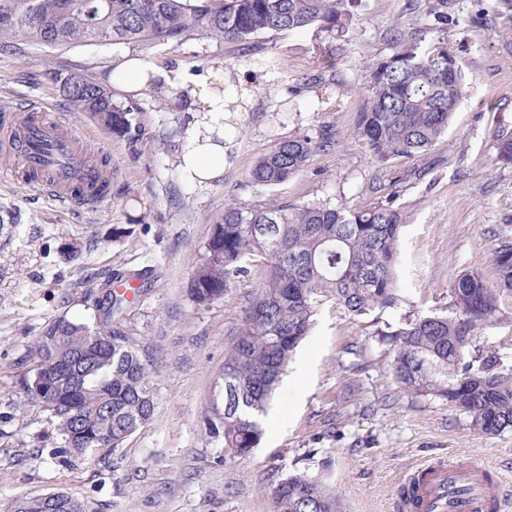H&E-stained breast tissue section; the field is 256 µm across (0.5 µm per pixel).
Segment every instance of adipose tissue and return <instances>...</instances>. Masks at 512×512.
Here are the masks:
<instances>
[{"instance_id":"1","label":"adipose tissue","mask_w":512,"mask_h":512,"mask_svg":"<svg viewBox=\"0 0 512 512\" xmlns=\"http://www.w3.org/2000/svg\"><path fill=\"white\" fill-rule=\"evenodd\" d=\"M116 91L135 97L151 96L164 89L178 95L188 120L174 156L182 182L206 191L224 176V164L233 142L229 129L247 109L244 80L229 82L215 72L173 81L167 69L140 56L123 55L105 75Z\"/></svg>"}]
</instances>
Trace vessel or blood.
Returning <instances> with one entry per match:
<instances>
[{
  "mask_svg": "<svg viewBox=\"0 0 512 512\" xmlns=\"http://www.w3.org/2000/svg\"><path fill=\"white\" fill-rule=\"evenodd\" d=\"M0 135L14 157L12 181L36 174L43 192L61 207L79 211L108 199L112 170L102 151L85 150L67 115L39 101L0 114ZM501 477L490 463L456 457L420 465L399 490L401 512H500Z\"/></svg>",
  "mask_w": 512,
  "mask_h": 512,
  "instance_id": "b4317fda",
  "label": "vessel or blood"
}]
</instances>
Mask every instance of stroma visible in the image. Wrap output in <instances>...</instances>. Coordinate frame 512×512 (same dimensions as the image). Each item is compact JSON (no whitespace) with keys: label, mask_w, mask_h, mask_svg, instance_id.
<instances>
[{"label":"stroma","mask_w":512,"mask_h":512,"mask_svg":"<svg viewBox=\"0 0 512 512\" xmlns=\"http://www.w3.org/2000/svg\"><path fill=\"white\" fill-rule=\"evenodd\" d=\"M418 31L421 51L444 44L465 76L464 94L441 142L428 154L392 158L420 177L400 187L406 224L399 244L401 300L355 317L323 300L309 336L260 421L264 436L244 457L225 450L204 424L224 349L240 327L264 268L223 299L199 306L187 288L213 219L227 200L269 198L298 205L384 201L380 168L358 137L370 68L392 55L394 32ZM185 75L223 68L251 78V104L234 138L223 180L198 192L180 179L174 152L186 113L165 93L138 99L131 130L112 136L63 95L67 79L101 81L124 54ZM32 100L67 113L90 146L112 148V195L67 211L34 185L0 180V512L16 500L72 491L103 512H273L271 489L304 472L325 480L343 512H392L397 484L416 465L475 454L503 475L512 512V432L485 434L441 402L402 389L393 347L377 329L447 314L455 278L475 270L497 279L492 253L512 241V165L496 159L499 132L512 131V0H451L437 22L428 0H362L342 31L312 27L265 33L241 44L198 35L181 44H92L58 48L27 42L0 48V113ZM336 134L331 149L287 182L249 183L275 139ZM147 279L125 304L124 325L154 357V419L125 447L96 462H64L48 412L23 390L27 348L54 319L94 323L90 295L100 282ZM478 343L512 366V295Z\"/></svg>","instance_id":"obj_1"}]
</instances>
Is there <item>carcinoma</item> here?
<instances>
[{
    "label": "carcinoma",
    "mask_w": 512,
    "mask_h": 512,
    "mask_svg": "<svg viewBox=\"0 0 512 512\" xmlns=\"http://www.w3.org/2000/svg\"><path fill=\"white\" fill-rule=\"evenodd\" d=\"M358 0H0V13L13 21L0 24V41H31L58 47L75 43H182L194 34L241 44L262 33L318 27L335 32L352 18ZM399 50L373 65L371 94L357 124V135L374 158H415L429 151L448 130L466 77L455 67L457 84L448 90L447 48L420 53L417 38H394ZM68 100L89 118L121 137L128 133L133 104L116 102L112 91L79 78ZM334 144L323 129L317 136L278 140L253 167L249 182L280 185L308 167L313 155ZM496 159L512 164V134L497 139ZM388 202L373 207L224 204L211 225L205 251L195 266L188 293L198 305L224 298L238 279L259 261L266 267L256 296L245 309L237 335L224 351L216 382L218 392L205 425L224 438V447L244 455L261 442L264 414L288 363L309 336L320 298L333 297L361 316L391 308L401 300L396 264L405 217ZM498 280L477 272L456 278L451 312L409 320L380 333L395 343L391 368L406 390L431 396L462 412L485 434L512 431V366L487 349L466 359L479 330L499 318V297L512 294V241L493 253ZM94 325L59 318L29 348L31 373L24 380L28 400L50 413L63 446L61 457L96 458L121 448L146 428L156 410L149 366L152 359L114 319L123 298L103 283ZM55 389L43 399L33 382ZM274 512H339L336 494L319 478L295 473L271 490ZM14 512H99L71 492L52 503L40 496L15 503Z\"/></svg>",
    "instance_id": "1"
}]
</instances>
